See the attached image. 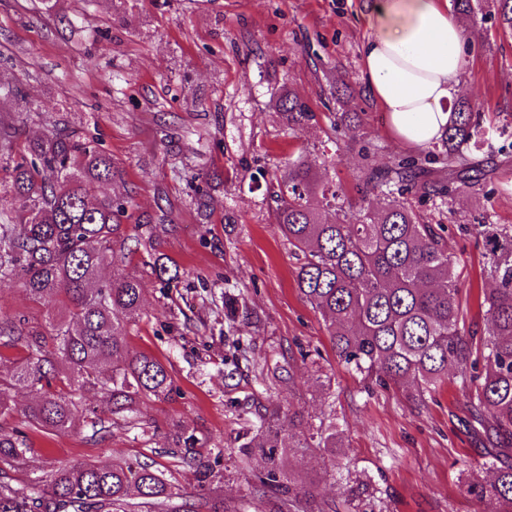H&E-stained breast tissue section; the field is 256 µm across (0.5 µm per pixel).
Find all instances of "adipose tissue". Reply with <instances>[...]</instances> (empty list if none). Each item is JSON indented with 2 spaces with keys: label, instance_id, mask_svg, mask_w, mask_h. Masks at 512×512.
Listing matches in <instances>:
<instances>
[{
  "label": "adipose tissue",
  "instance_id": "ef3b65f1",
  "mask_svg": "<svg viewBox=\"0 0 512 512\" xmlns=\"http://www.w3.org/2000/svg\"><path fill=\"white\" fill-rule=\"evenodd\" d=\"M366 19L362 79L393 134L426 149L447 126L459 91L463 30L446 0H369Z\"/></svg>",
  "mask_w": 512,
  "mask_h": 512
}]
</instances>
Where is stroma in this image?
<instances>
[{
    "label": "stroma",
    "instance_id": "35a3bbf8",
    "mask_svg": "<svg viewBox=\"0 0 512 512\" xmlns=\"http://www.w3.org/2000/svg\"><path fill=\"white\" fill-rule=\"evenodd\" d=\"M367 0H0V84L33 103L25 127L40 136L66 121L107 151L123 177L106 195L129 193L134 216L165 217L159 248L184 271L161 287L147 279L131 349L157 357L171 391L142 409L147 435L113 428L95 444L85 428L68 434L29 428V390H12L13 410L0 427L26 432L33 446L27 477L49 479L62 464L140 460L196 505L221 494L230 512H273L253 491L261 453L241 459L234 440L246 398L299 411L312 427L335 424L341 445L306 457L280 453L296 490H311L338 512H497L490 497L468 493L490 483L492 461L469 430V398L449 377L416 406L405 391L382 388L339 363L320 315L297 290L296 260L276 225L258 174H282L301 150L328 146L335 179L350 200L362 197L365 164L393 165L411 149L391 132L373 96L356 99L353 131L334 127L336 81L361 84L358 53L369 29ZM68 24H61V17ZM467 66L460 98L480 102L488 119L512 117V37L493 22L466 31ZM288 89L316 120L289 135L272 95ZM493 161L484 185L446 201L418 196L422 223L444 237L462 283L461 321L484 334L479 306L492 286L476 224L512 225V147ZM217 202L201 223L191 198L207 172ZM232 215L233 223L222 220ZM242 295L262 318L235 334L248 362L224 373L228 343L223 293ZM194 438L196 466L182 463L175 432Z\"/></svg>",
    "mask_w": 512,
    "mask_h": 512
}]
</instances>
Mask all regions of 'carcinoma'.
I'll return each instance as SVG.
<instances>
[{
	"instance_id": "carcinoma-1",
	"label": "carcinoma",
	"mask_w": 512,
	"mask_h": 512,
	"mask_svg": "<svg viewBox=\"0 0 512 512\" xmlns=\"http://www.w3.org/2000/svg\"><path fill=\"white\" fill-rule=\"evenodd\" d=\"M466 23L495 18L512 34V0H453ZM275 108L294 132L315 120L309 104L290 91L278 93ZM477 101L453 105L443 136L423 159L402 158L394 166H369L366 189L380 193L354 206L318 169L329 157L305 151L284 160L285 174L267 187L276 206L272 220L300 257L296 274L302 297L320 313L339 361L386 385L412 382L416 404L436 391L448 372L469 391L476 431L489 454L507 459L495 468L493 482L467 492L490 496L512 512V225H479L490 245L489 274L496 287L484 295L486 336L482 359L473 357L474 333L460 328L461 286L456 259L431 224H422L409 197L453 196L486 179L483 163H469L463 147H487L512 137V124L483 121ZM427 161L441 164L448 180L433 179ZM0 284L17 281L28 298L46 307V324L0 319V345L23 344L26 355L0 380V416L12 410L10 391L36 392L25 413L36 428L68 433L79 412V393L99 390L112 403V417L91 410L85 416L89 439L103 441L112 427L146 432L141 409L170 391L166 366L155 356L129 348L125 336L140 316L146 282L136 271L102 281L103 266L143 250L152 257L150 275L162 284L181 278L179 265L156 247L152 218L137 221L140 232L123 224L132 197L99 196L95 189L120 175L112 157L94 142L59 124L35 139L21 125L0 122ZM321 197L322 209L312 199ZM198 216L210 221L214 199L193 198ZM229 322L254 318L245 300L227 295ZM483 363L484 374L477 373ZM239 452L259 448L264 470L254 488L275 498V512H327L311 492L293 490L277 464L278 450L304 456L315 448H336V426L309 433L298 414L282 415L265 406L243 418ZM32 452L26 436L0 429V512H112L144 503L157 512H198L148 462L61 464L42 485L18 482V470Z\"/></svg>"
}]
</instances>
